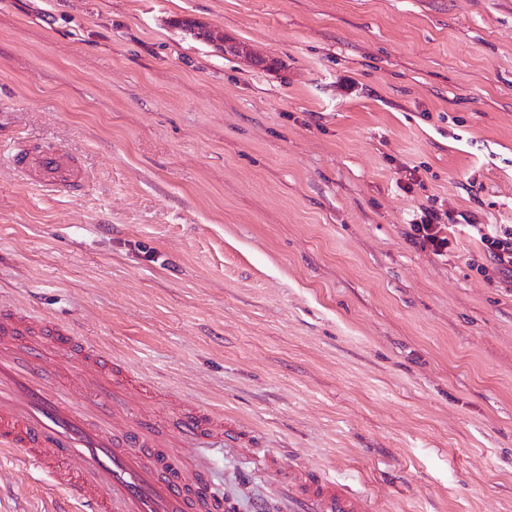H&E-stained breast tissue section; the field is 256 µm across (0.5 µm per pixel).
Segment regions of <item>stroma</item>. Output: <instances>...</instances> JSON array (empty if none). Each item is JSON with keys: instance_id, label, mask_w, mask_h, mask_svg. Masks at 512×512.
Wrapping results in <instances>:
<instances>
[{"instance_id": "1", "label": "stroma", "mask_w": 512, "mask_h": 512, "mask_svg": "<svg viewBox=\"0 0 512 512\" xmlns=\"http://www.w3.org/2000/svg\"><path fill=\"white\" fill-rule=\"evenodd\" d=\"M45 141L80 191L16 176ZM432 198L444 257L408 237ZM473 221L512 225V0H0V302L376 512H512V286ZM203 454L235 512L276 507ZM52 483L0 454V512Z\"/></svg>"}]
</instances>
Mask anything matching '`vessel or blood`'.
I'll use <instances>...</instances> for the list:
<instances>
[{
    "mask_svg": "<svg viewBox=\"0 0 512 512\" xmlns=\"http://www.w3.org/2000/svg\"><path fill=\"white\" fill-rule=\"evenodd\" d=\"M9 157L43 187L74 191L87 179L59 145L22 144ZM132 378L122 359L64 325L0 305V450L51 472L65 512H193L199 502L224 512L197 454L224 439L223 415L191 405L160 437V423L132 405ZM275 475L284 512H376L368 494L320 471L297 464Z\"/></svg>",
    "mask_w": 512,
    "mask_h": 512,
    "instance_id": "1",
    "label": "vessel or blood"
}]
</instances>
